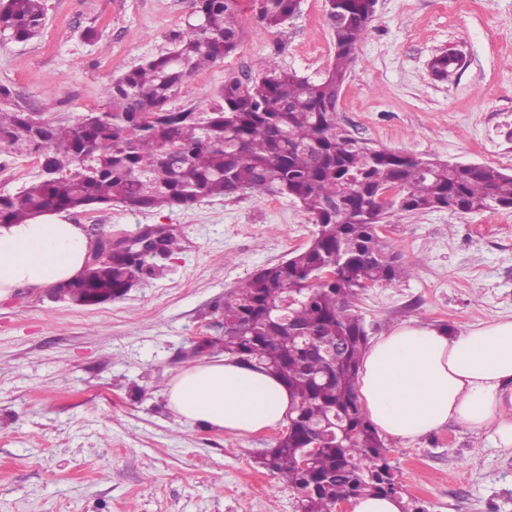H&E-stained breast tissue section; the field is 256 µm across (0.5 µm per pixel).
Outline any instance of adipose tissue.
<instances>
[{"label": "adipose tissue", "instance_id": "obj_1", "mask_svg": "<svg viewBox=\"0 0 512 512\" xmlns=\"http://www.w3.org/2000/svg\"><path fill=\"white\" fill-rule=\"evenodd\" d=\"M91 248L83 226L62 211L0 224V300L79 279ZM166 396L181 424L237 435L285 424L295 406L275 375L230 356L184 369ZM360 400L393 438L414 441L456 422L512 451V319L459 333L415 321L393 328L364 358Z\"/></svg>", "mask_w": 512, "mask_h": 512}]
</instances>
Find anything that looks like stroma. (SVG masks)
Returning <instances> with one entry per match:
<instances>
[{"label":"stroma","mask_w":512,"mask_h":512,"mask_svg":"<svg viewBox=\"0 0 512 512\" xmlns=\"http://www.w3.org/2000/svg\"><path fill=\"white\" fill-rule=\"evenodd\" d=\"M41 33L0 45L12 105L77 125L105 87L164 54L190 0H47ZM466 64L434 77L433 56ZM271 59L319 78L335 50L325 0H299L284 29L243 13L238 49L191 77L173 108L210 111L224 80ZM339 123L374 147L512 171V0H378L343 84ZM41 175L0 145V194ZM74 222L107 234L160 226L179 248L124 297L81 307L17 291L0 300V512H293L294 493L257 458L278 431L239 436L181 425L165 395L196 363L239 282L305 247L316 226L290 199L239 193L187 207H94ZM380 235L410 277L366 289L370 337L415 320L461 332L512 316V210L396 212ZM404 501L425 512H512V454L451 423L412 442L386 438Z\"/></svg>","instance_id":"35a3bbf8"}]
</instances>
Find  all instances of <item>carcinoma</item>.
Segmentation results:
<instances>
[{
  "mask_svg": "<svg viewBox=\"0 0 512 512\" xmlns=\"http://www.w3.org/2000/svg\"><path fill=\"white\" fill-rule=\"evenodd\" d=\"M266 27L284 26L298 0H251ZM373 0H325L335 61L318 80L273 60L247 81L229 78L210 112L169 105L195 73L234 52L242 32L239 0H192V16L172 49L115 79L106 110L75 127L34 125L31 112L0 107V143L43 162L40 178L0 195V224H24L50 211L122 205L137 211L189 206L237 191L289 198L317 227L308 246L263 268L224 297V349L277 375L295 399V425L259 464L295 492L301 512H334L342 496H396L389 449L358 400L368 333L357 313L367 285L410 275L411 265L373 229L392 210L465 213L512 209V174L378 149L337 119L336 99L367 35ZM47 0H0V41H26L45 26ZM398 188L388 207L378 192ZM148 268L134 257L108 274L87 271L68 299L89 289L126 294ZM333 269L335 278L317 281ZM299 303L280 309L294 289ZM336 348V364L299 337ZM351 436L328 443L304 473L297 449L333 418Z\"/></svg>",
  "mask_w": 512,
  "mask_h": 512,
  "instance_id": "1",
  "label": "carcinoma"
}]
</instances>
